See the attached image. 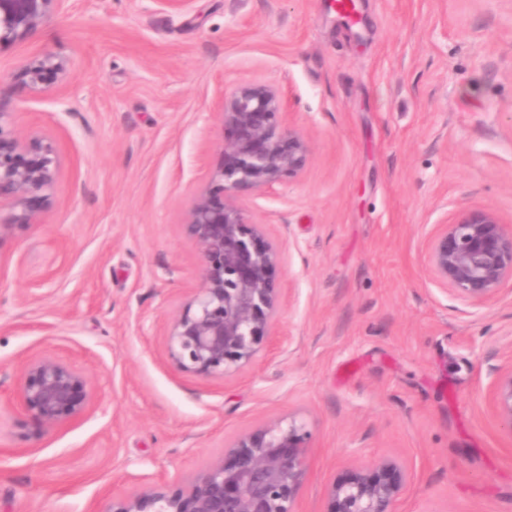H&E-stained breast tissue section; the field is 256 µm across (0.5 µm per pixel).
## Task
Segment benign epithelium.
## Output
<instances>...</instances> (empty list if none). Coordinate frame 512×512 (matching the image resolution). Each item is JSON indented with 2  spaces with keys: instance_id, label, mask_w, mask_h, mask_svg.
<instances>
[{
  "instance_id": "1",
  "label": "benign epithelium",
  "mask_w": 512,
  "mask_h": 512,
  "mask_svg": "<svg viewBox=\"0 0 512 512\" xmlns=\"http://www.w3.org/2000/svg\"><path fill=\"white\" fill-rule=\"evenodd\" d=\"M66 0H0V47L40 29ZM65 61L51 55L20 66L16 78L32 90L66 80ZM222 164L194 199L183 224L202 262L201 287L174 318L168 354L182 372L224 378L253 363L274 336L281 305L279 252L242 201L302 172L309 140L287 122L278 92L242 84L224 93ZM60 161L42 135L22 136L13 113L0 111V242L15 229L43 223L54 203ZM425 267L440 286L473 305L512 287V225L490 208L462 209L439 224L425 250ZM19 405L44 431L87 412L85 376L52 356L28 360L18 377ZM512 432V369L492 393ZM311 432L297 418L240 434L224 454L172 487L146 482L115 497L103 512H295ZM408 471L385 458L348 468L328 490L324 512H396Z\"/></svg>"
}]
</instances>
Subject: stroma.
Here are the masks:
<instances>
[{
	"mask_svg": "<svg viewBox=\"0 0 512 512\" xmlns=\"http://www.w3.org/2000/svg\"><path fill=\"white\" fill-rule=\"evenodd\" d=\"M45 54L65 92L18 83ZM241 84L278 92L312 157L243 203L280 254L275 337L204 378L167 335L201 285L182 224ZM0 97L61 162L43 223L0 244V512H103L291 416L312 433L296 512L385 457L410 475L398 512H512V431L490 399L512 370V291L476 306L423 271L459 208L512 225V0H356L350 17L336 0H67L0 50ZM44 354L96 393L47 433L15 399Z\"/></svg>",
	"mask_w": 512,
	"mask_h": 512,
	"instance_id": "stroma-1",
	"label": "stroma"
}]
</instances>
